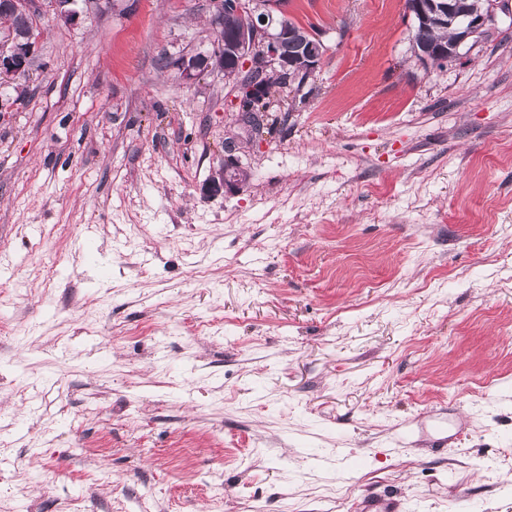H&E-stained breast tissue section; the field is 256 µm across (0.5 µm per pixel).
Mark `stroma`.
Wrapping results in <instances>:
<instances>
[{"label": "stroma", "instance_id": "35a3bbf8", "mask_svg": "<svg viewBox=\"0 0 512 512\" xmlns=\"http://www.w3.org/2000/svg\"><path fill=\"white\" fill-rule=\"evenodd\" d=\"M405 2L281 0L325 52L251 136L175 64L211 0L44 12L0 88V512H512V17L439 71Z\"/></svg>", "mask_w": 512, "mask_h": 512}]
</instances>
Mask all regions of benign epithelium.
<instances>
[{
	"instance_id": "7a95c632",
	"label": "benign epithelium",
	"mask_w": 512,
	"mask_h": 512,
	"mask_svg": "<svg viewBox=\"0 0 512 512\" xmlns=\"http://www.w3.org/2000/svg\"><path fill=\"white\" fill-rule=\"evenodd\" d=\"M47 2L53 18L64 24H72L81 14H89L102 0H83L86 10L76 8L77 0H11V10L21 12L33 19L42 15V2ZM407 9L419 18L430 15L448 23L453 28L451 48L424 47L416 51L419 61L425 66L443 69L448 63L459 59L462 50L478 41L483 33L498 24V12L509 11L506 0H486L484 10L468 15L456 13L453 0L440 4H429L425 0H411ZM243 19L241 27H224V16ZM213 29L215 39L212 50L200 56L183 55L176 60L182 74L192 79L209 70L222 72L238 71L256 59L270 68L280 81L296 80L300 76L311 77L319 66L323 47L312 42L304 55L294 61L282 54V44L293 35L288 21L274 15L267 0H213ZM0 31L7 33L6 44H0V86L28 75L36 55L38 37L31 32H20L0 15ZM269 90L266 82H253L241 87L238 97L239 111H244L248 100L264 97ZM237 173L230 165H224V179L212 182L210 190L219 192L237 186Z\"/></svg>"
}]
</instances>
